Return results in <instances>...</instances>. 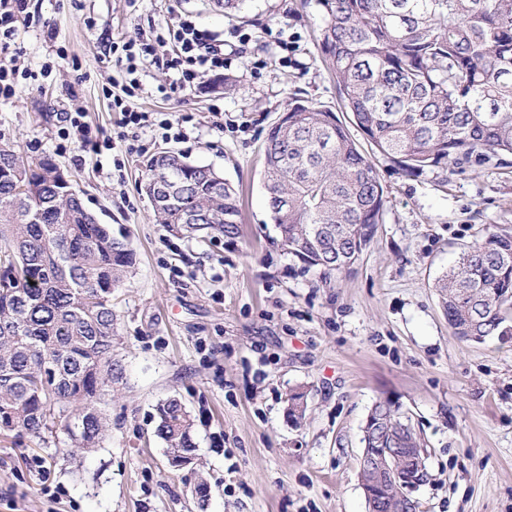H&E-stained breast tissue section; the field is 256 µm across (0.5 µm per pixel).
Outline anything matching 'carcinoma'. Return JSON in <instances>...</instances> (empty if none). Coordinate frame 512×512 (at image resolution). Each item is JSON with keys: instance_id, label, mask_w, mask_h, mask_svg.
<instances>
[{"instance_id": "1", "label": "carcinoma", "mask_w": 512, "mask_h": 512, "mask_svg": "<svg viewBox=\"0 0 512 512\" xmlns=\"http://www.w3.org/2000/svg\"><path fill=\"white\" fill-rule=\"evenodd\" d=\"M320 48L350 123L413 173L512 154V0H318ZM169 158L180 183L153 208L187 238L235 240V189L204 165ZM273 244L306 267L350 269L380 223L385 189L371 159L330 109L298 98L264 149ZM133 265L127 244L66 194L63 171L0 148V435L43 439L62 424L70 447L97 448L112 400V294ZM448 324L462 341L503 333L512 309V236L467 247L436 283ZM289 417L305 418L304 393ZM156 435L169 461L197 457L182 402L157 406ZM373 419L423 445L411 419L390 405Z\"/></svg>"}]
</instances>
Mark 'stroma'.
Wrapping results in <instances>:
<instances>
[{"label":"stroma","instance_id":"35a3bbf8","mask_svg":"<svg viewBox=\"0 0 512 512\" xmlns=\"http://www.w3.org/2000/svg\"><path fill=\"white\" fill-rule=\"evenodd\" d=\"M17 64L30 75L0 99V147L52 158L86 205L124 239L134 265L117 313L109 429L101 448L63 455L65 435L0 438V512H367L358 476L361 428L388 399L427 444L422 512H512V329L460 340L436 280L476 240L512 234V155L407 173L358 129L386 188L370 245L351 270L322 278L271 243L264 142L292 95L339 111L319 47L316 0H246L240 17L209 0H26ZM176 15L220 35L231 64L185 93L165 61L127 81L111 45ZM239 87L226 90L224 75ZM89 134L61 139L70 95ZM142 112L121 126L115 96ZM182 118L184 139L159 127ZM144 145L130 155L131 142ZM164 150L214 167L237 191L242 234L227 242L172 234L140 191L146 155ZM306 416L287 415L295 391ZM178 397L194 421L195 465L168 463L157 404ZM210 496L198 508L193 491ZM65 114L63 122H66V125H70L73 136H75L80 148L90 149L96 153H100L102 147L107 150L112 149V143L108 139L103 140L101 144L99 141L89 137L87 122L83 120L86 117L85 112L74 110V112L70 111Z\"/></svg>","mask_w":512,"mask_h":512}]
</instances>
